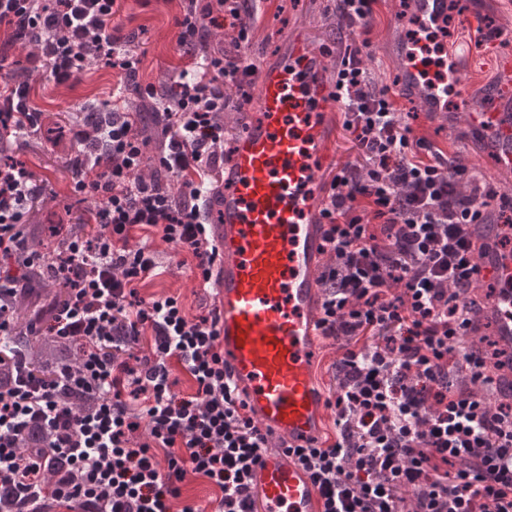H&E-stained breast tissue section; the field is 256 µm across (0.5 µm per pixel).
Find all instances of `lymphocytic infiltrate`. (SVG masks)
Listing matches in <instances>:
<instances>
[{
    "label": "lymphocytic infiltrate",
    "instance_id": "1",
    "mask_svg": "<svg viewBox=\"0 0 512 512\" xmlns=\"http://www.w3.org/2000/svg\"><path fill=\"white\" fill-rule=\"evenodd\" d=\"M117 0H0V25L57 85L78 83L88 61L135 80L139 61L110 27ZM179 40L206 27L249 41L253 0H184ZM369 39L336 68L335 101L362 158L341 165L323 211L328 261L318 279V327L340 343L328 401L336 439L296 449L321 512H512V402L494 401L492 356L465 345L479 312L469 292L484 279L471 225L498 206L478 171L449 162L414 137L365 64ZM254 75L242 57L207 54L156 101L164 143L157 158L171 193L143 173L145 143L130 112L72 128L75 192L95 202L92 235L34 248L20 219L39 193L25 165L0 159V255L44 268L62 296L46 330L80 340L76 362L49 374L27 364L0 386V512H201L182 503L188 477L219 489L215 512H253L248 476L271 441L238 402L224 366L216 311L188 317L178 297L151 301L141 285L165 271L135 230L192 255L208 274L217 250L206 232L207 197L224 173L226 89ZM43 114L27 82L0 85V146L38 133ZM24 287L0 270V365L16 354L12 302ZM194 393L173 391V367ZM85 394L75 409L62 393ZM40 448L23 450L31 428Z\"/></svg>",
    "mask_w": 512,
    "mask_h": 512
}]
</instances>
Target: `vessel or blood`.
Wrapping results in <instances>:
<instances>
[{
    "mask_svg": "<svg viewBox=\"0 0 512 512\" xmlns=\"http://www.w3.org/2000/svg\"><path fill=\"white\" fill-rule=\"evenodd\" d=\"M408 4L418 25L445 34L448 0ZM421 48L395 44L399 86L421 111L439 116L459 72L452 67L436 77ZM323 70L322 52L299 32L287 36L275 63L258 66L255 117L234 141L210 221L224 364L247 414L274 443L250 473L256 512L321 510L319 492L292 450L321 440L329 411L315 371L318 276L326 261L322 210L336 134L334 88ZM470 112L498 167L512 172V113L488 104ZM486 215V223L471 227L478 263L494 287L479 317L512 355V251L500 245L512 227L498 223L495 210Z\"/></svg>",
    "mask_w": 512,
    "mask_h": 512,
    "instance_id": "obj_1",
    "label": "vessel or blood"
}]
</instances>
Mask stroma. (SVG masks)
Listing matches in <instances>:
<instances>
[{
    "mask_svg": "<svg viewBox=\"0 0 512 512\" xmlns=\"http://www.w3.org/2000/svg\"><path fill=\"white\" fill-rule=\"evenodd\" d=\"M404 0H380L371 34L372 58L367 66L378 87L389 88L401 112L414 113L411 123L415 135L429 139L445 156L481 172L485 181L499 194L512 197V173L498 170L488 153L485 137L478 132L458 136L454 127L468 124V104H479L489 95L502 99L512 113V72L503 61L512 57V0H449L448 58L460 70L462 84L448 90V112L433 118L419 111L417 102L398 85L399 61L391 46L413 20L403 8ZM182 0H121L120 9L110 21L111 27L131 35L129 52L141 59L138 81L157 86L159 76L177 81L182 71L192 70L203 51H217L224 45L223 29L211 28L205 47L184 46L179 42L175 18ZM258 17L252 42L242 54L246 60L271 61L283 49L288 34L301 31L317 46L332 50L325 57V76L336 78V56L351 42L352 33L340 25L334 0H259ZM499 30L494 39H480L478 26ZM119 70L98 64L88 66L82 80L74 87L56 85L47 73L34 76L29 85L36 106L47 118L67 126L83 121L87 112L108 109L120 83ZM70 146H58L36 136L14 144L9 156L26 165L43 184L44 191L25 214L29 224H47L55 215L67 212L79 218L86 208L72 191V175L67 166ZM134 243L152 244L160 252L168 272L142 288L144 297L174 295L179 297L188 315L207 312L214 305L212 293L199 288L191 265H180L176 254L157 232H139Z\"/></svg>",
    "mask_w": 512,
    "mask_h": 512,
    "instance_id": "stroma-1",
    "label": "stroma"
}]
</instances>
